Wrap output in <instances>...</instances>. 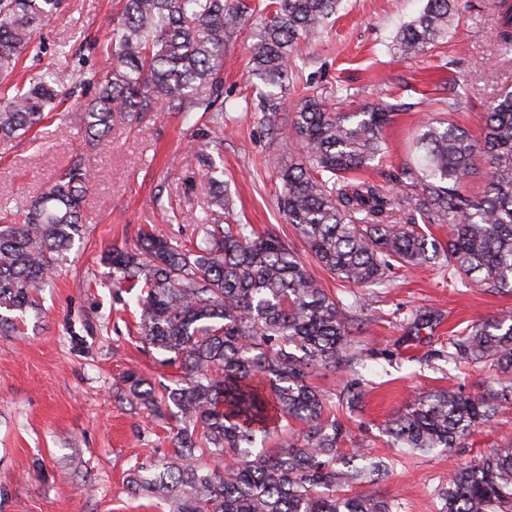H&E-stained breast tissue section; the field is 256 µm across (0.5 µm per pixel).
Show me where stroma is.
Listing matches in <instances>:
<instances>
[{"label": "stroma", "instance_id": "stroma-1", "mask_svg": "<svg viewBox=\"0 0 512 512\" xmlns=\"http://www.w3.org/2000/svg\"><path fill=\"white\" fill-rule=\"evenodd\" d=\"M251 3L252 16L227 45L222 128L200 125L193 114L159 111L141 124L114 127L91 146L68 100L42 126L0 143V218L21 220L74 160L93 173L82 209L83 237L40 291V314L27 316L10 335L0 334V512H158L149 500L128 493L125 477L135 464L170 452L167 425L119 394L127 371L157 384L172 370L143 348L128 296L107 286L101 255L132 244L143 230L191 239L215 190L201 137L224 141L212 163L222 173L235 219L260 234L277 231L297 252L305 250L278 206L275 159L287 155L288 143L268 134L259 94L247 81L248 46L266 0ZM424 4L341 0L322 39L296 49L301 81L348 89L347 111L380 99L408 104L385 131L383 160L361 172L390 188L419 125L448 115L480 136L486 102L512 89V55L503 54L493 38L490 0H462L447 40L420 53L396 50L398 27ZM118 7L119 0H65L53 22L37 29L35 49L22 53L11 76L0 77V90L48 69L62 89L77 91L81 73L105 63L107 22ZM452 87L461 103L450 114L441 100ZM307 267L330 293L359 305V359L352 369L366 395L359 406L337 413L346 428L341 446L391 460L379 481L348 487V494L390 497L399 512H439L437 491L458 468L512 445V407L449 456L395 451L387 447L383 427L420 394L454 385L473 394L496 378L485 363L454 368L446 356L448 340L476 321L512 315V293L462 283L436 266L398 270L379 288L353 287L312 261ZM420 310L435 311L440 322L413 331Z\"/></svg>", "mask_w": 512, "mask_h": 512}]
</instances>
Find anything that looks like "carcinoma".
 <instances>
[{
	"label": "carcinoma",
	"mask_w": 512,
	"mask_h": 512,
	"mask_svg": "<svg viewBox=\"0 0 512 512\" xmlns=\"http://www.w3.org/2000/svg\"><path fill=\"white\" fill-rule=\"evenodd\" d=\"M62 2L0 0L1 74L35 48L34 32ZM340 2L266 5L249 46V77L272 130L290 91L295 47L317 40ZM493 7L495 40L509 54L512 0H493ZM248 10L243 0H123L112 18L106 66L83 80L96 89L80 106L88 139L156 107L221 126L226 45ZM457 12V0H426L396 42L412 53L444 40ZM340 93L330 86L303 94L285 136L288 160L277 167L282 212L310 256L358 288L386 285L396 268L436 264L511 293L512 91L488 102L479 140L446 119L423 126L399 167L397 191L358 173L385 157V128L406 106L381 101L345 112ZM60 96L48 76L35 75L1 97L0 141L42 123ZM475 179L484 181L481 196L464 191ZM91 183L77 161L33 201L23 222L0 224L1 332L17 330L38 311L39 288L82 237L81 201ZM413 213L426 224L448 225V241L430 240ZM230 217L228 195L216 191L195 241L143 232L103 256L112 287L140 309L143 344L179 371L158 387L133 371L124 376L126 401L171 421L172 451L134 467L129 492L169 512H398L394 500L343 494L380 478L385 464L359 448H339L345 428L330 397L308 382L312 372L342 370L354 359V306L329 294L287 240L270 231L257 236L247 224L227 223ZM448 361L489 363L499 377L476 394L446 388L420 396L386 423L390 447L450 454L512 405V316L477 321L453 337ZM363 397L362 379L354 376L339 402L350 408ZM439 497V512H512V447L457 471Z\"/></svg>",
	"instance_id": "carcinoma-1"
}]
</instances>
